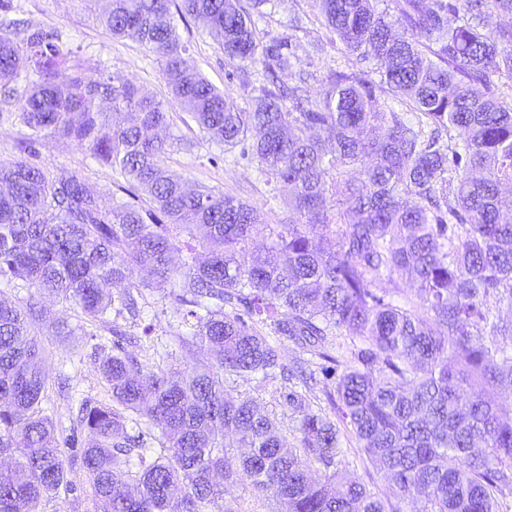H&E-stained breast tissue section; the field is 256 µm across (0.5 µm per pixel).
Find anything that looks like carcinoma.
I'll list each match as a JSON object with an SVG mask.
<instances>
[{
  "label": "carcinoma",
  "instance_id": "obj_1",
  "mask_svg": "<svg viewBox=\"0 0 512 512\" xmlns=\"http://www.w3.org/2000/svg\"><path fill=\"white\" fill-rule=\"evenodd\" d=\"M97 21L155 57L169 99L76 59L59 35L0 23V96L24 128L20 145L70 139L138 185L142 210L76 173L0 159V281L56 295L105 327L99 372L111 402H85L93 440L81 468L105 512H242L226 485L272 498L275 512H387L361 482L335 485L341 427L399 496L419 512H508L512 416L483 397L512 383V353L498 340L512 324L484 303L512 307V0H396L398 21L423 43L392 32L377 0H316L323 24L359 60L381 62L380 86L413 106L414 120L382 112L375 85L355 71L329 76L322 97L284 109L310 73L293 71V35L256 28L271 0H102ZM203 21L230 61L291 71L288 91L263 85L245 112L200 72L175 16ZM454 18L449 24L448 17ZM203 139L248 143L266 182L288 185L294 217L277 224L258 208L206 186L188 189L164 165L176 144L174 108ZM460 129V141L441 131ZM370 160L359 177L352 167ZM343 183L336 198V183ZM266 241L258 251L249 244ZM147 268L150 281H133ZM419 283L420 306L396 299V279ZM386 282L389 288L376 289ZM170 289L179 336L214 362L165 373L124 346L111 312H139L144 292ZM36 303L0 291V512H37L74 490L71 466L40 405L44 347ZM350 337V357L330 349ZM299 348L285 371L275 340ZM341 368L339 421L314 408L305 368ZM297 376L282 394L297 422L288 447L277 423L233 378ZM468 389L462 396L460 391ZM138 418L159 430L160 453L131 434ZM324 479L311 474L312 465Z\"/></svg>",
  "mask_w": 512,
  "mask_h": 512
}]
</instances>
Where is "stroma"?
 Returning <instances> with one entry per match:
<instances>
[{
  "mask_svg": "<svg viewBox=\"0 0 512 512\" xmlns=\"http://www.w3.org/2000/svg\"><path fill=\"white\" fill-rule=\"evenodd\" d=\"M98 9V0H12L10 15L56 29L63 42L77 50L87 68L107 66L113 74L137 85L145 93L166 98L167 88L152 57L132 41L113 39L97 23ZM297 19L301 20L302 29L295 32L291 26ZM256 25L262 31L296 33L300 44L296 52L297 65L312 74L306 86L311 99L321 96L325 80L334 70L353 69L371 82L380 80L378 62L359 61L347 55L336 35L322 24L313 0H272L271 8L257 18ZM180 34L188 41L204 76L233 98L240 108L249 109L263 83L261 67H241L230 62L201 22L189 21ZM171 132L183 137L186 144L165 155L164 163L170 170L190 183L222 190L256 206L268 223L285 218L287 186L266 183L254 160L202 140L195 122L187 114H175ZM20 136L14 107L0 105V156L28 160L54 173H76L104 188H112L111 169L71 141L49 136L36 142L31 152L22 153L16 147ZM36 300L41 316L35 330L43 343L47 365L42 408L52 418L59 438L73 436L78 440L77 447L66 451L72 462L76 490H61L45 497L39 512H103L102 503L92 498L81 469L80 450L87 447L92 436L88 429L77 426L75 417L81 401H102L107 397L97 367L98 347L109 343L110 335L104 330L92 333L81 312L62 299L44 295ZM147 300L149 306L142 316L121 319L128 335L127 348L142 366L171 373L204 361L203 351L181 342L178 323L170 316L167 293L148 292ZM60 321L67 322L68 335L53 333V325ZM235 388L264 404L279 421L288 441H295V422L280 401L279 382L240 380ZM341 448L340 476L364 483L384 501L388 512H416L415 504L400 499L384 482L352 435H344Z\"/></svg>",
  "mask_w": 512,
  "mask_h": 512,
  "instance_id": "1",
  "label": "stroma"
}]
</instances>
